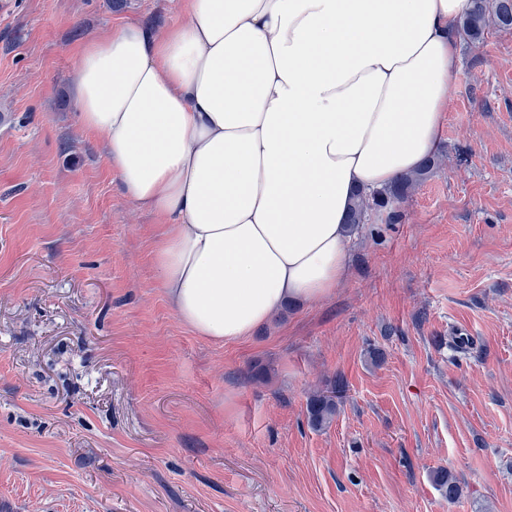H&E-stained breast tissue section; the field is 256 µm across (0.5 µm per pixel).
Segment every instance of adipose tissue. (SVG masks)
<instances>
[{
  "instance_id": "obj_1",
  "label": "adipose tissue",
  "mask_w": 512,
  "mask_h": 512,
  "mask_svg": "<svg viewBox=\"0 0 512 512\" xmlns=\"http://www.w3.org/2000/svg\"><path fill=\"white\" fill-rule=\"evenodd\" d=\"M472 0H180L78 50L77 119L154 215L153 262L180 321L215 343L348 267L354 194L433 155Z\"/></svg>"
}]
</instances>
